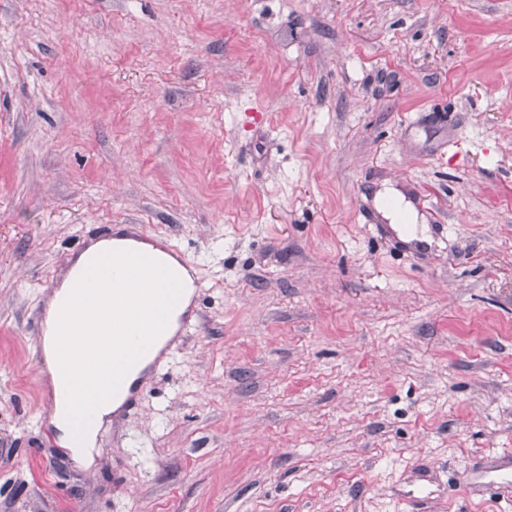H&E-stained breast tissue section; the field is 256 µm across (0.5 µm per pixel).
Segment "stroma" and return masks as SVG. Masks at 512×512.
<instances>
[{
    "label": "stroma",
    "instance_id": "stroma-1",
    "mask_svg": "<svg viewBox=\"0 0 512 512\" xmlns=\"http://www.w3.org/2000/svg\"><path fill=\"white\" fill-rule=\"evenodd\" d=\"M116 224L202 288L86 469L35 336ZM507 454L512 0H0V512H512Z\"/></svg>",
    "mask_w": 512,
    "mask_h": 512
}]
</instances>
